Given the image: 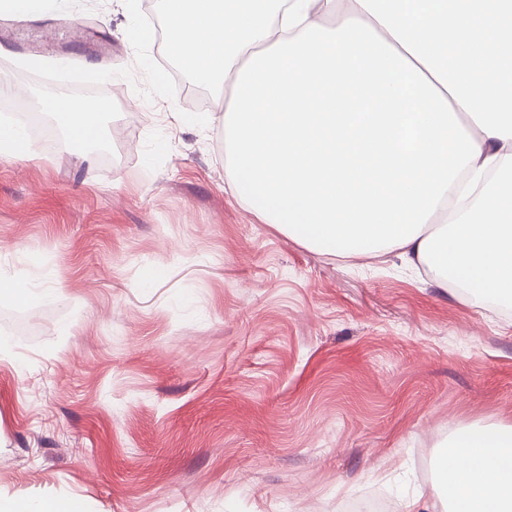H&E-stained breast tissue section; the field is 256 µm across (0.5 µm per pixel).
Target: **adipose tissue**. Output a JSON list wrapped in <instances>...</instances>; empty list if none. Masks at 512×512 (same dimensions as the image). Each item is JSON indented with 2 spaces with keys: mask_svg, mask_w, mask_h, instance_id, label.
<instances>
[{
  "mask_svg": "<svg viewBox=\"0 0 512 512\" xmlns=\"http://www.w3.org/2000/svg\"><path fill=\"white\" fill-rule=\"evenodd\" d=\"M193 79L230 86L225 183L341 257L395 254L438 287L512 302V0H161ZM45 112L81 148L101 115ZM453 512H512V425L457 428Z\"/></svg>",
  "mask_w": 512,
  "mask_h": 512,
  "instance_id": "obj_1",
  "label": "adipose tissue"
}]
</instances>
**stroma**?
Instances as JSON below:
<instances>
[{"label":"stroma","instance_id":"stroma-1","mask_svg":"<svg viewBox=\"0 0 512 512\" xmlns=\"http://www.w3.org/2000/svg\"><path fill=\"white\" fill-rule=\"evenodd\" d=\"M159 0H70L0 32L10 105L99 96L131 154L37 143L0 158V278L39 328L0 325V495L85 512H345L388 494L451 512L442 446L512 425V304L437 287L395 255L343 259L279 232L224 188L220 112L158 84L130 40ZM78 13L80 29L69 26ZM97 79L75 82L96 56ZM56 289V298L44 296Z\"/></svg>","mask_w":512,"mask_h":512}]
</instances>
